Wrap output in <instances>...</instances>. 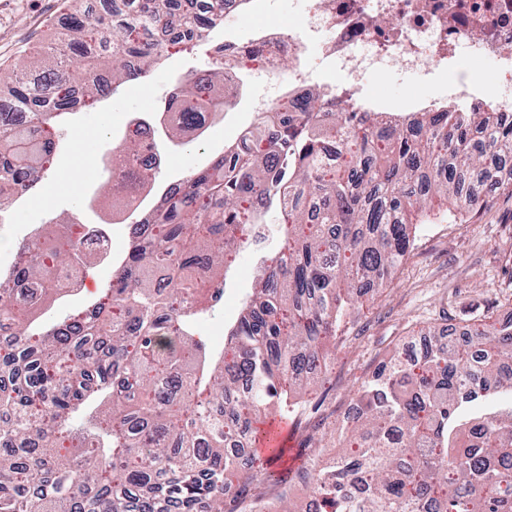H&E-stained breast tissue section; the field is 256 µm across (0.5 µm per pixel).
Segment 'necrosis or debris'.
<instances>
[{
    "mask_svg": "<svg viewBox=\"0 0 512 512\" xmlns=\"http://www.w3.org/2000/svg\"><path fill=\"white\" fill-rule=\"evenodd\" d=\"M297 24L288 30L258 27L228 53L260 54V79L288 86L295 98L312 88L311 53L331 61L336 82L320 85L323 111L376 112L385 124H405L415 112H438L445 104L467 121L482 112L512 115V0H302ZM488 60L499 91L487 95L468 66ZM450 74L436 84L438 74ZM398 74L435 83L432 95L412 92L395 105L371 76Z\"/></svg>",
    "mask_w": 512,
    "mask_h": 512,
    "instance_id": "necrosis-or-debris-1",
    "label": "necrosis or debris"
}]
</instances>
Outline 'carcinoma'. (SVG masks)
I'll return each mask as SVG.
<instances>
[{"label":"carcinoma","instance_id":"obj_1","mask_svg":"<svg viewBox=\"0 0 512 512\" xmlns=\"http://www.w3.org/2000/svg\"><path fill=\"white\" fill-rule=\"evenodd\" d=\"M225 0H123L111 26L71 15L66 65L51 46L0 71V88L29 112L0 125V206L51 170L57 125L92 107L169 49L224 21ZM109 48L103 61L92 45ZM168 104L180 142L220 110L224 72L179 84ZM309 94L258 118L207 167L167 189L137 220L104 298L31 334L20 311L44 309L85 265L84 225H47L0 274V512H224L262 475L264 409L297 411L296 397L329 366L336 322L361 288L386 287L411 244V215L438 196L478 210L468 187L486 149L512 156V123L423 112L384 126L374 112H330ZM149 168L101 177L115 204L152 182ZM283 243L258 270L224 352L208 355L191 319L208 285L271 206ZM462 342L430 330L421 350L394 354L358 390L342 449L311 465L320 512H512V324L476 319Z\"/></svg>","mask_w":512,"mask_h":512}]
</instances>
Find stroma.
<instances>
[{"mask_svg": "<svg viewBox=\"0 0 512 512\" xmlns=\"http://www.w3.org/2000/svg\"><path fill=\"white\" fill-rule=\"evenodd\" d=\"M74 3L103 19L112 17V0H0V68L11 69L63 40V26ZM296 12L295 0H263L251 15L214 27L197 46L170 49L147 81L128 82L122 93L81 110L61 126L62 142L47 175L53 184L51 198L43 199L37 189L29 194L26 207L12 203L0 209V266H12L19 243L43 231L49 221L74 218L105 224L111 256L90 255V268L76 287L55 296L44 312L33 315L34 329L50 327L97 300L112 279L113 260L129 247L136 215H113L97 183L86 180L102 152L123 139L125 121L162 112L171 86L188 74L215 68L216 46L247 38L254 26L287 29ZM240 85L233 106L210 118L198 145L166 146L167 163L157 175V185L207 166L254 122L251 100L264 87L248 66L240 72ZM480 192L486 200L480 210L449 212L434 204L419 216L404 260L387 287L364 299L342 323L330 370L307 392L299 412L287 417L283 454L268 465V478L248 486V493L259 490L271 498L286 497L292 512H302L310 496L305 473L314 461L335 455L344 438V415L358 388L396 348L430 327L461 328L483 316L497 320L504 308L512 306V263L502 259L512 253V194L487 182ZM256 258L251 245L240 248L224 271L223 303L197 321V331L210 351L223 348L225 326L242 311L253 286Z\"/></svg>", "mask_w": 512, "mask_h": 512, "instance_id": "1", "label": "stroma"}]
</instances>
